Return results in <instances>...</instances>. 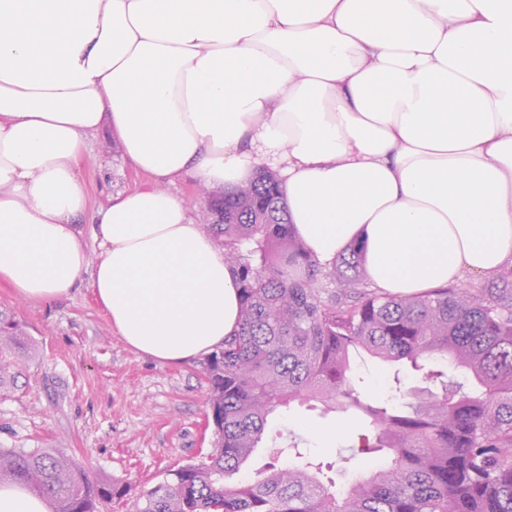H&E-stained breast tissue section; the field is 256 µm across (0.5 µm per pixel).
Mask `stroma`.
<instances>
[{"label": "stroma", "mask_w": 512, "mask_h": 512, "mask_svg": "<svg viewBox=\"0 0 512 512\" xmlns=\"http://www.w3.org/2000/svg\"><path fill=\"white\" fill-rule=\"evenodd\" d=\"M92 147L82 171L90 207L146 183V176L123 160L108 131L97 133ZM0 309L13 311L31 338L0 382V448H57L73 456L91 479L127 487L126 496L104 503L100 512H136L144 491L210 448L201 361L163 365L127 347L89 285L48 304L21 301L0 285ZM352 366L363 391L376 400L389 399L399 388L426 385L422 373L406 365L396 374L376 360L357 357ZM365 428L350 412L324 416L296 404L278 409L251 467L268 462L269 446L293 440L306 458L325 466L337 486H346L352 471L374 467L360 458L339 457ZM327 429L336 432L329 441L321 436Z\"/></svg>", "instance_id": "obj_1"}]
</instances>
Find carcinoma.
<instances>
[{
    "label": "carcinoma",
    "instance_id": "carcinoma-1",
    "mask_svg": "<svg viewBox=\"0 0 512 512\" xmlns=\"http://www.w3.org/2000/svg\"><path fill=\"white\" fill-rule=\"evenodd\" d=\"M202 224L236 273L240 322L208 356L210 450L139 499L138 512H512V273L490 286L398 298L370 287L352 247L324 272L292 234L281 182L260 169L231 195L215 189ZM28 334L0 310V380ZM415 370L438 357L479 389L441 383L403 405L362 400L356 350ZM355 408L369 419L357 452L382 460L338 494L322 466L267 463L235 479L291 403ZM47 497L55 512H99L126 488L92 481L57 450L0 448V477Z\"/></svg>",
    "mask_w": 512,
    "mask_h": 512
}]
</instances>
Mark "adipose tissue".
I'll return each mask as SVG.
<instances>
[{
    "label": "adipose tissue",
    "instance_id": "obj_1",
    "mask_svg": "<svg viewBox=\"0 0 512 512\" xmlns=\"http://www.w3.org/2000/svg\"><path fill=\"white\" fill-rule=\"evenodd\" d=\"M103 128L148 181L93 209ZM263 167L310 256L362 245L381 292L512 267V0H0V281L18 297L86 282L131 349L212 353L239 326L235 275L171 187Z\"/></svg>",
    "mask_w": 512,
    "mask_h": 512
}]
</instances>
